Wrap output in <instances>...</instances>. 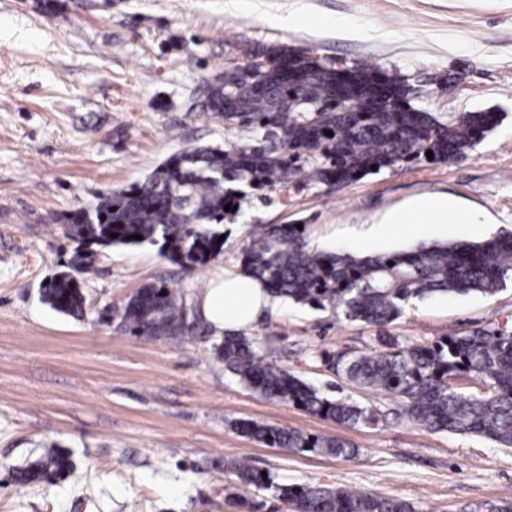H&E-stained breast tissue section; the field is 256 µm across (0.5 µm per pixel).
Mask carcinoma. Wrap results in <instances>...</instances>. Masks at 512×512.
Returning a JSON list of instances; mask_svg holds the SVG:
<instances>
[{"instance_id": "cac0c4a2", "label": "carcinoma", "mask_w": 512, "mask_h": 512, "mask_svg": "<svg viewBox=\"0 0 512 512\" xmlns=\"http://www.w3.org/2000/svg\"><path fill=\"white\" fill-rule=\"evenodd\" d=\"M251 60L270 66L257 88L247 66L224 69L208 85L201 108L230 128L251 134L249 143L192 145L166 159L142 183L103 194L88 210L64 217L63 235L76 242L66 270L40 288L51 309L85 317L82 279L91 271L92 246L158 247L168 260L193 269L217 258L224 220L237 214L248 192L261 194L307 182L349 184L400 163L444 162L466 157L499 123L496 112H451L441 121L416 108L408 82L368 63L344 69L288 46H257ZM303 99L317 112L300 111ZM332 135H326V132ZM432 152L428 159L426 152ZM142 239H129V236ZM242 270L277 299L330 311L350 321L383 328L400 318L411 300L437 293L493 295L512 282V232L487 241L421 243L409 251L358 256L316 252L294 224H258L242 252ZM97 321L115 323L125 335L167 339L179 345L207 337V324L182 294L162 282L146 284L119 306H106ZM348 355L324 352L325 370L347 383L380 391L397 403L395 418L433 432L475 434L512 447V331L450 333L422 346H399ZM214 355L252 391L267 399L348 427L375 424L373 406L331 398L280 366L243 334L212 343ZM483 384L465 392L464 379ZM240 433L288 452H320L351 460L357 449L337 436L288 426L243 421ZM73 469L69 456L45 448L39 459L16 470L21 484L61 477ZM227 500L243 512L263 504L241 489L269 492L292 512H420L404 498L344 487L280 484L240 461Z\"/></svg>"}]
</instances>
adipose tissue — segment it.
<instances>
[{"instance_id":"obj_1","label":"adipose tissue","mask_w":512,"mask_h":512,"mask_svg":"<svg viewBox=\"0 0 512 512\" xmlns=\"http://www.w3.org/2000/svg\"><path fill=\"white\" fill-rule=\"evenodd\" d=\"M476 218L460 209L445 194H426L405 208L390 212L371 233L384 236L392 224H472ZM202 318L217 334L239 333L251 329L265 314L274 312L278 299L251 275L215 268L208 287L196 298Z\"/></svg>"}]
</instances>
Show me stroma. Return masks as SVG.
<instances>
[{
    "instance_id": "35a3bbf8",
    "label": "stroma",
    "mask_w": 512,
    "mask_h": 512,
    "mask_svg": "<svg viewBox=\"0 0 512 512\" xmlns=\"http://www.w3.org/2000/svg\"><path fill=\"white\" fill-rule=\"evenodd\" d=\"M306 13L313 25L283 27ZM257 45H286L345 65L369 63L425 89L440 119L492 109L498 126L462 160L405 163L348 184L251 196L224 223V249L191 270L144 244L92 248L86 316L41 302L74 244L63 215L143 181L191 144L243 143L201 112L207 83ZM458 200L475 224H400L354 243L422 194ZM256 224H301L312 247L359 255L421 243L481 242L512 231V0H0V512H239L230 462L277 481L406 498L423 512H495L512 501V448L389 417V396L347 384L319 358L425 345L455 330L512 331V284L487 297L414 300L385 328L283 303L248 335L333 398L377 407L348 428L245 388L207 339L181 345L124 335L97 313L160 280L194 301L213 268L238 270ZM338 436L356 458L286 452L236 421ZM55 446L73 472L17 485L14 469Z\"/></svg>"
}]
</instances>
